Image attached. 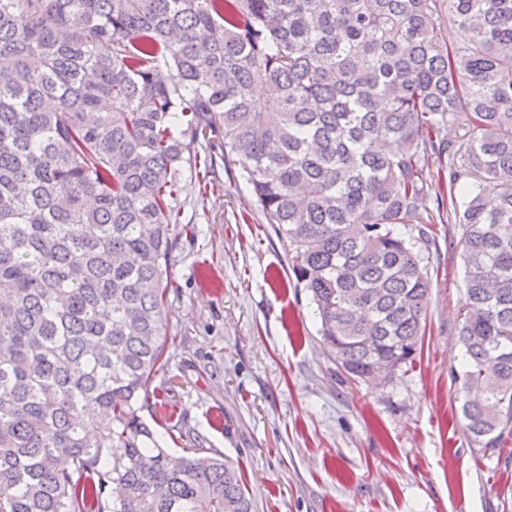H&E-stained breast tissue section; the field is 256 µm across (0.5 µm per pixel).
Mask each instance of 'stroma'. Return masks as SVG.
Segmentation results:
<instances>
[{
    "mask_svg": "<svg viewBox=\"0 0 512 512\" xmlns=\"http://www.w3.org/2000/svg\"><path fill=\"white\" fill-rule=\"evenodd\" d=\"M169 260L167 365L143 416L173 451L238 467L254 512H512V435L479 450L462 416L461 227L426 210L431 287L412 363L348 376L237 158L185 171Z\"/></svg>",
    "mask_w": 512,
    "mask_h": 512,
    "instance_id": "1",
    "label": "stroma"
}]
</instances>
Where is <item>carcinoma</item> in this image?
I'll return each instance as SVG.
<instances>
[{
    "mask_svg": "<svg viewBox=\"0 0 512 512\" xmlns=\"http://www.w3.org/2000/svg\"><path fill=\"white\" fill-rule=\"evenodd\" d=\"M3 60L0 512H253L238 468L142 415L180 177L216 125L354 377L414 360L410 225L448 206L462 415L481 448L512 433V0H0Z\"/></svg>",
    "mask_w": 512,
    "mask_h": 512,
    "instance_id": "obj_1",
    "label": "carcinoma"
}]
</instances>
